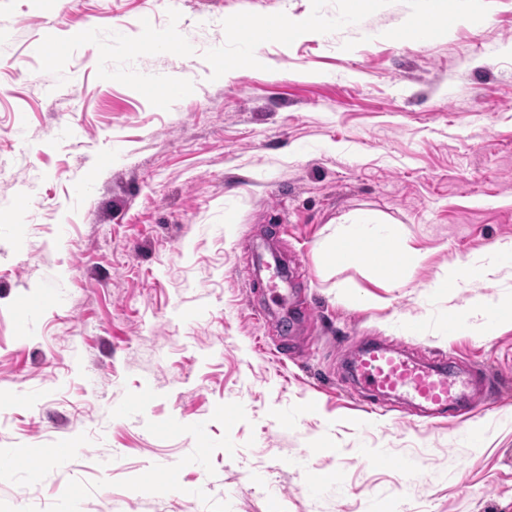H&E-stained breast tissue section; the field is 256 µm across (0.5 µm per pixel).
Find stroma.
<instances>
[{
	"instance_id": "obj_1",
	"label": "stroma",
	"mask_w": 512,
	"mask_h": 512,
	"mask_svg": "<svg viewBox=\"0 0 512 512\" xmlns=\"http://www.w3.org/2000/svg\"><path fill=\"white\" fill-rule=\"evenodd\" d=\"M434 5L424 39L429 0H0V450L41 465L0 470V512H512V383L475 449L336 392L346 336L512 371V314L448 329L512 298V257L443 281L512 240V0ZM252 17L319 28L225 42ZM359 214L425 263L336 266ZM268 249L314 305L289 334L254 311ZM166 464L179 489L146 481ZM512 241L499 242L482 261L481 265H461L457 261L448 264V285L458 288L461 283L471 281L474 277L487 278L494 275L500 266V258L504 255L511 256ZM511 306L512 298L494 294L477 296L468 307L456 314L453 319L454 328L467 329L471 326V321L478 317L482 319L484 325H490L505 312H510Z\"/></svg>"
}]
</instances>
